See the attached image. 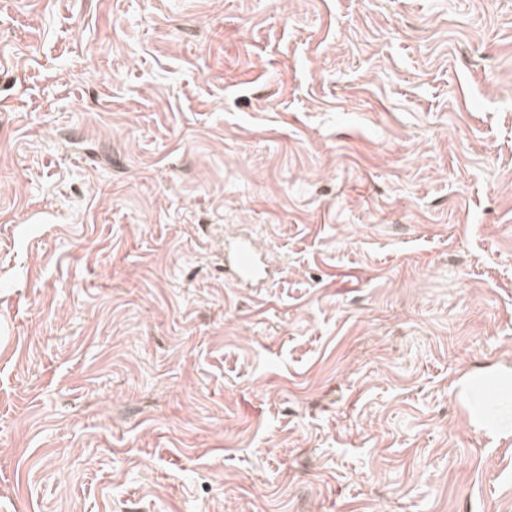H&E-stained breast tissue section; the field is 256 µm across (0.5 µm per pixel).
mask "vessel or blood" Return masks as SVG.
I'll list each match as a JSON object with an SVG mask.
<instances>
[{
  "label": "vessel or blood",
  "mask_w": 512,
  "mask_h": 512,
  "mask_svg": "<svg viewBox=\"0 0 512 512\" xmlns=\"http://www.w3.org/2000/svg\"><path fill=\"white\" fill-rule=\"evenodd\" d=\"M272 275L266 253L247 234L224 240V278L237 288H260Z\"/></svg>",
  "instance_id": "1"
}]
</instances>
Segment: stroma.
Listing matches in <instances>:
<instances>
[{"label": "stroma", "mask_w": 512, "mask_h": 512, "mask_svg": "<svg viewBox=\"0 0 512 512\" xmlns=\"http://www.w3.org/2000/svg\"><path fill=\"white\" fill-rule=\"evenodd\" d=\"M501 362L512 0H0V512H512ZM272 266L266 253L248 234H236L224 239V281L236 288H263L272 276ZM453 387L457 389V396L471 425L490 437L512 435V417L511 424L502 427L492 421L485 412L501 388H508L512 397L511 363H501L486 371L465 374Z\"/></svg>", "instance_id": "stroma-1"}]
</instances>
